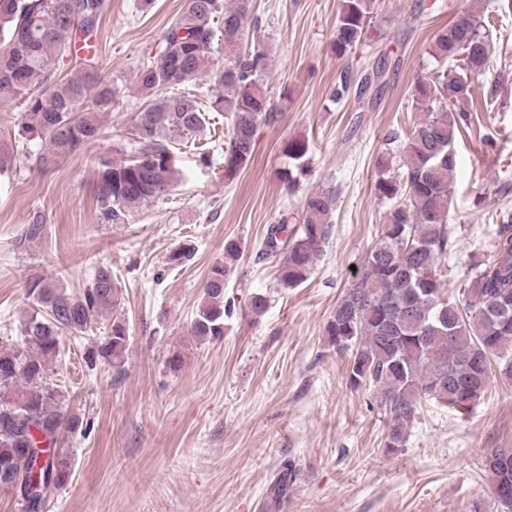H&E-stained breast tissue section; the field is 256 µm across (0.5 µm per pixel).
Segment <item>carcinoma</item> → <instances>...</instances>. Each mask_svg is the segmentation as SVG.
<instances>
[{"label": "carcinoma", "instance_id": "cac0c4a2", "mask_svg": "<svg viewBox=\"0 0 512 512\" xmlns=\"http://www.w3.org/2000/svg\"><path fill=\"white\" fill-rule=\"evenodd\" d=\"M375 0H345L332 48L343 56L367 36ZM110 0H0V103L23 106L18 136L39 142L49 158L76 154L108 138L100 115L121 99L118 80L101 72L98 42ZM255 0H184L180 19L163 34L155 55L137 68L145 107L130 138L118 139L119 160L103 158L97 170L99 220L118 224L132 211L169 195L177 180L173 143L204 132L208 113L228 121L224 177L244 168L261 126L276 120L266 77L268 55L243 49L254 21ZM487 23L467 13L434 35L431 56L446 69L414 85V101L425 117L410 131L385 135L380 157L379 196L391 201L375 245L358 276L336 303L325 332L336 352L348 356L349 385L375 389L385 414L384 448L400 452L413 422L427 403L464 414L478 404L491 379L512 384V210L498 213L491 259L483 264L462 298L449 294L446 271L453 248L450 204L460 157L456 142L471 129L464 102L475 97L473 79L494 53ZM70 59L66 74L60 59ZM209 104H204V99ZM308 140L288 141L284 152L297 163ZM401 165L391 170L390 157ZM337 196L311 192L302 223L282 214L267 225L261 254L280 259L277 280L285 288L304 283L335 231ZM42 212L30 213L24 240L44 231ZM242 255L241 244L224 241V254L209 269L189 335L224 336V287ZM30 310L22 344L0 346V490L14 489L31 463L44 456L42 487L25 489L23 512H43L45 493L66 485L72 468L65 434L83 430L69 410L66 392L51 382L63 329L86 332L119 306L112 269L101 267L81 292L56 278L30 282ZM268 296L254 293L246 308L254 316L268 308ZM126 321L112 319L86 362L120 368L129 349ZM484 469L494 503L512 512V448H494ZM296 469L282 461L271 492L278 498L294 482Z\"/></svg>", "mask_w": 512, "mask_h": 512}]
</instances>
